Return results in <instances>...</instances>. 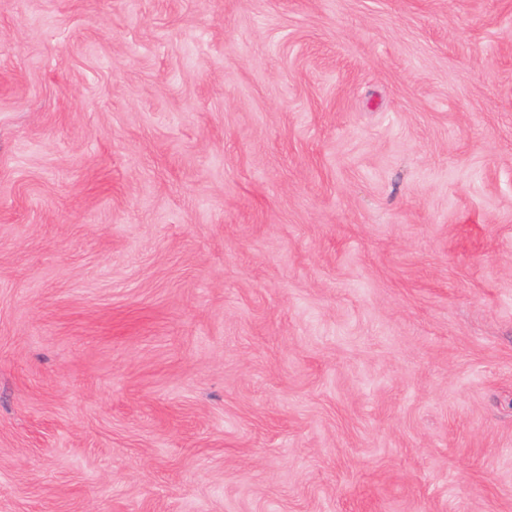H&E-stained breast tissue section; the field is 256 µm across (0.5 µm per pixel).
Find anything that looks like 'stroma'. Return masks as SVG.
Listing matches in <instances>:
<instances>
[{"label": "stroma", "instance_id": "1", "mask_svg": "<svg viewBox=\"0 0 512 512\" xmlns=\"http://www.w3.org/2000/svg\"><path fill=\"white\" fill-rule=\"evenodd\" d=\"M0 512H512V0H0Z\"/></svg>", "mask_w": 512, "mask_h": 512}]
</instances>
